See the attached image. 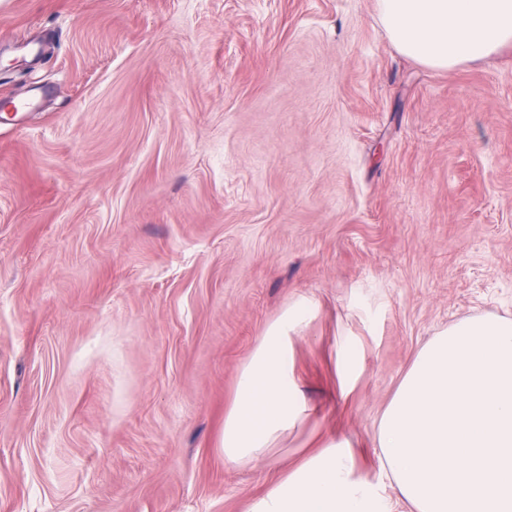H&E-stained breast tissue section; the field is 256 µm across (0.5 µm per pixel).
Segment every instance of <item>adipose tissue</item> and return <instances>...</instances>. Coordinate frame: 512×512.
<instances>
[{"label":"adipose tissue","mask_w":512,"mask_h":512,"mask_svg":"<svg viewBox=\"0 0 512 512\" xmlns=\"http://www.w3.org/2000/svg\"><path fill=\"white\" fill-rule=\"evenodd\" d=\"M391 43L435 69L512 46V0H377ZM298 302L269 325L243 366L224 417V461L267 459L304 410L288 333ZM374 443L381 479L352 445L323 444L254 498L249 512H393L391 482L413 512H512V321L474 316L417 353L383 412Z\"/></svg>","instance_id":"ef3b65f1"}]
</instances>
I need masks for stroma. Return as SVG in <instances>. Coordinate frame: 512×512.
Returning <instances> with one entry per match:
<instances>
[{
	"mask_svg": "<svg viewBox=\"0 0 512 512\" xmlns=\"http://www.w3.org/2000/svg\"><path fill=\"white\" fill-rule=\"evenodd\" d=\"M12 101L0 512H248L333 439L377 476L420 348L512 320V48L426 67L376 0H0ZM302 298L307 411L225 464L240 371ZM362 355L354 342L346 341L337 355V367L346 380H352L361 369Z\"/></svg>",
	"mask_w": 512,
	"mask_h": 512,
	"instance_id": "1",
	"label": "stroma"
}]
</instances>
